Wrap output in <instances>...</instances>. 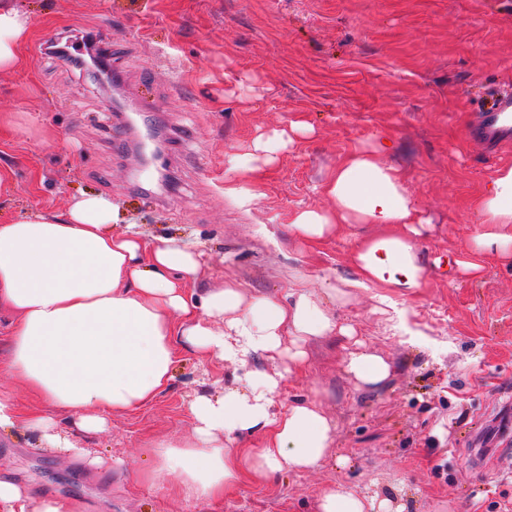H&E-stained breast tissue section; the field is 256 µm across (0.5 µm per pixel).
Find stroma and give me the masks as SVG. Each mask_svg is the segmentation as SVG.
<instances>
[{
    "mask_svg": "<svg viewBox=\"0 0 512 512\" xmlns=\"http://www.w3.org/2000/svg\"><path fill=\"white\" fill-rule=\"evenodd\" d=\"M33 23L18 68L0 73V221L62 213L81 194L112 197L118 228L181 240L201 252L198 287L238 282L249 295L313 293L355 275L366 226L343 225L296 248L288 226L328 209L325 173L375 136L417 201L421 288L395 296L407 330L373 314V291L338 309L354 340L391 366L380 386L349 376L352 342L310 341L281 406L315 400L333 425L326 460L264 484L244 481L212 512H318L327 487L388 500L392 512H512V260L479 276L435 261H474L476 201L512 166V142L490 151L468 132L490 95L512 86V0H13ZM108 43L139 112L106 117L108 85L43 55L41 44L84 33ZM303 119L314 130L254 174L261 198L244 210L224 193L233 156L260 133ZM161 132L167 181L133 188L147 122ZM233 367L183 353L168 391L79 446L91 466L48 450L24 426L0 432V473L80 512H198L169 486L142 482L145 441L192 434L187 405L221 391ZM132 459L135 469L110 467Z\"/></svg>",
    "mask_w": 512,
    "mask_h": 512,
    "instance_id": "obj_1",
    "label": "stroma"
}]
</instances>
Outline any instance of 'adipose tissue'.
I'll use <instances>...</instances> for the list:
<instances>
[{"instance_id":"adipose-tissue-1","label":"adipose tissue","mask_w":512,"mask_h":512,"mask_svg":"<svg viewBox=\"0 0 512 512\" xmlns=\"http://www.w3.org/2000/svg\"><path fill=\"white\" fill-rule=\"evenodd\" d=\"M32 23L8 0H0V71L20 64V47ZM302 121L289 130L257 137L247 157L232 167L236 183L226 190L239 206L256 193L246 188L253 160L270 156L307 132ZM392 144L376 138L333 169L323 190L329 210L299 211L288 229L294 245L309 246L344 224L374 226L355 250L356 274L326 298L304 287L286 296H245L235 283L195 294L200 256L173 238L143 243L136 232H114L119 207L111 198L82 195L64 215L32 213L0 224V309L12 320L7 329V372L66 413L72 429L32 413L26 421L50 449L80 452L90 464L98 457L77 448L71 430L99 433L111 413H134L170 385L180 350L200 359L244 366L261 354L280 362L279 371L246 372L218 394L202 393L187 411L190 439L148 443L152 460L140 478L167 484L185 501L205 508L223 501L226 490L243 480L265 482L283 472L318 467L332 441V425L313 401L276 408L287 375L306 360L304 345L314 338L351 337L332 308L350 302L358 290L378 289L376 311L391 321L390 296L412 294L424 275L413 242L419 211L398 168L389 162ZM477 208L483 221L473 237L477 253L512 257V167L483 188ZM346 372L369 387L384 383L389 364L365 349L348 352ZM263 433L258 448L245 437ZM0 512H78L71 499L36 496L0 475Z\"/></svg>"}]
</instances>
